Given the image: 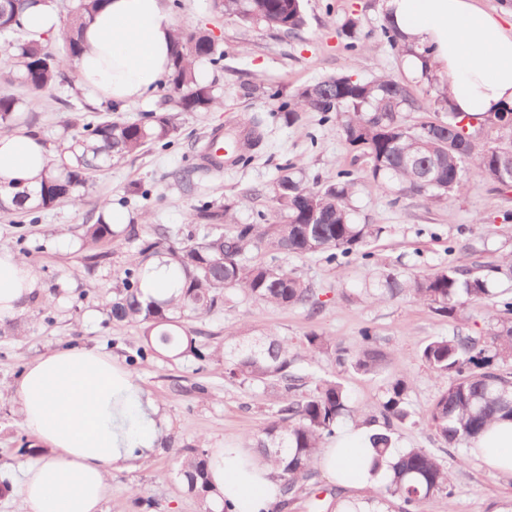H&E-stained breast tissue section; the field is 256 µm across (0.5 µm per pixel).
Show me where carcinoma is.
Masks as SVG:
<instances>
[{
    "instance_id": "1",
    "label": "carcinoma",
    "mask_w": 512,
    "mask_h": 512,
    "mask_svg": "<svg viewBox=\"0 0 512 512\" xmlns=\"http://www.w3.org/2000/svg\"><path fill=\"white\" fill-rule=\"evenodd\" d=\"M66 13L65 28L58 41L60 49L49 52L45 38L35 37L25 26L26 10L37 2ZM104 0H4L0 3V38L4 49L17 60L18 68L8 73L7 83L28 92L24 99L0 90V129L9 130L19 112L38 95L64 81L63 69L81 50V31ZM304 0H213L216 12L238 20L259 24L288 34L305 24ZM380 34L397 53L413 52L402 39L391 13H386ZM179 49L165 77L169 95L164 106L142 114L133 122L114 121L117 105L108 103L105 113L82 121L76 134L62 143L52 168L35 190L0 193V210L39 221L40 214L61 202L80 197L90 172L112 165L115 159L135 154L148 143L163 142L177 130L182 112H207L218 104L215 85L196 78L194 66L207 61L217 66L224 52L206 28L177 34ZM277 111L289 123L298 112L309 109L321 114L322 122L340 125L345 143L359 152L366 177L375 188L391 183L404 194L441 200L460 194L469 175L476 174L495 184L504 155L512 151V107L503 106L485 123L500 132L499 142L478 141L471 124H463L459 112L417 126L406 124L402 113L420 110L421 104L404 81L382 77L359 81L337 74L298 88ZM339 181L306 186L293 172L283 168L272 188L273 199L285 221L271 224H234L229 208L202 205L195 219L205 233L194 239L180 237V230L164 224L147 228L136 254L124 270L121 287L116 289L109 315L117 321L143 325L145 345L137 355L145 359L162 349L173 357L192 356L203 362L213 359L187 330V321L214 313L243 296L254 302L281 308L318 309L316 291L283 263L287 256L324 255L330 261L359 254L370 239L382 232L375 224L353 222L348 201L358 178L351 170L338 172ZM115 231L103 216L88 225L86 238L92 244L110 242ZM262 250L265 259L251 261L250 254ZM165 259L178 281L177 294L159 302L144 292L149 263ZM476 261L472 266L449 264L422 271L409 281H400L385 270L370 273L364 294L376 301L411 296L428 305L436 314L463 321L468 308L492 298V279H512V260H505L485 271ZM488 308L494 321L485 336L458 333L436 336L420 350L423 364L445 380L444 389L429 406L425 424L453 448L467 447L489 422L497 417L512 418V302ZM362 346L351 352L335 338L317 331L304 335L300 349L274 335L253 336L239 329L224 338V374L242 384H279L282 393L271 420L254 437L262 460L278 466L281 495L271 512H288L296 491L313 474L326 441L336 435L342 419L350 415L349 397L344 385L320 378L303 394V377L295 371L303 359L327 357L340 368L360 374L383 369L388 355L374 345L365 332ZM408 383L391 379L381 403L387 427L372 436L373 448L383 456L394 449V425L410 417L407 408ZM178 471L188 491L195 494L204 512H215L210 500L207 454L200 448H187L178 460ZM454 485L448 470L427 448H407L394 467L393 476L366 499L369 512H423V505L434 496L452 497Z\"/></svg>"
}]
</instances>
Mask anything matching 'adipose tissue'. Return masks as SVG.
Instances as JSON below:
<instances>
[{
	"instance_id": "ef3b65f1",
	"label": "adipose tissue",
	"mask_w": 512,
	"mask_h": 512,
	"mask_svg": "<svg viewBox=\"0 0 512 512\" xmlns=\"http://www.w3.org/2000/svg\"><path fill=\"white\" fill-rule=\"evenodd\" d=\"M405 42L432 49L429 61L408 56L415 76L445 77L452 110L493 116L512 104V21L475 0H389ZM74 67L82 86L118 105L156 90L177 51L165 0H108L82 32ZM41 138L0 133V182L38 186L51 167ZM38 289L34 268L0 250V320L22 310ZM23 426L47 455L20 481L27 512H99L108 476L151 457L167 431V416L110 355L88 347L45 351L26 368L16 390ZM369 426L341 434L323 467L342 487H379L395 462L375 459ZM472 454L493 472L512 475V419L493 422L472 440ZM213 488L229 512H270L279 482L273 466L237 447L209 456Z\"/></svg>"
}]
</instances>
